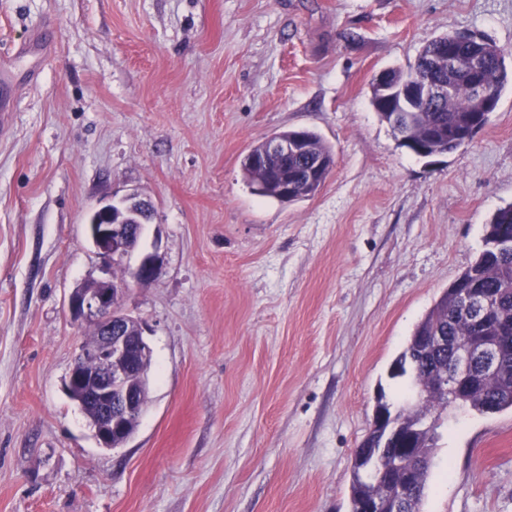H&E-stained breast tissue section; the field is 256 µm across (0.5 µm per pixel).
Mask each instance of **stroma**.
Returning <instances> with one entry per match:
<instances>
[{
	"mask_svg": "<svg viewBox=\"0 0 512 512\" xmlns=\"http://www.w3.org/2000/svg\"><path fill=\"white\" fill-rule=\"evenodd\" d=\"M455 32L512 52V0H0V512H349L392 361L512 203V86L432 158L371 104ZM291 128L335 165L282 204L242 160ZM129 193L150 403L107 450L63 391L90 331L67 300L105 271L90 211ZM421 512H512V410L443 413Z\"/></svg>",
	"mask_w": 512,
	"mask_h": 512,
	"instance_id": "obj_1",
	"label": "stroma"
}]
</instances>
